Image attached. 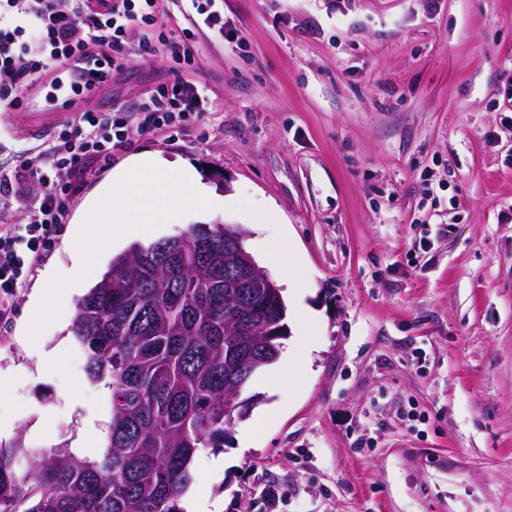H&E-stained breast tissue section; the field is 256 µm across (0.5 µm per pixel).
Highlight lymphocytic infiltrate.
<instances>
[{
	"label": "lymphocytic infiltrate",
	"mask_w": 512,
	"mask_h": 512,
	"mask_svg": "<svg viewBox=\"0 0 512 512\" xmlns=\"http://www.w3.org/2000/svg\"><path fill=\"white\" fill-rule=\"evenodd\" d=\"M158 0H0V101L19 107L33 76L48 78L52 102L70 106L121 72L129 52L164 54L182 71L199 67L191 29L159 18ZM145 28L137 47L130 29ZM207 88L176 77L147 91L132 113L86 110L41 148L22 151L12 172L0 174V332L16 315L15 292L48 256L69 221L75 193L92 161L111 163L131 130L173 128L212 111ZM41 184L42 195L21 224L4 218L21 188Z\"/></svg>",
	"instance_id": "f902f5d3"
}]
</instances>
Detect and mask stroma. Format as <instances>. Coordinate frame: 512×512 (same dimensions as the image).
Here are the masks:
<instances>
[{"label": "stroma", "mask_w": 512, "mask_h": 512, "mask_svg": "<svg viewBox=\"0 0 512 512\" xmlns=\"http://www.w3.org/2000/svg\"><path fill=\"white\" fill-rule=\"evenodd\" d=\"M235 46L194 32L193 78L214 114L133 135L110 167L92 165L50 256L18 288L0 334V443L73 444L86 413L110 421L70 324L37 336L30 295L69 268L72 222L132 157L192 166L242 228L246 250L272 236L300 257L310 317L286 343L313 351L285 394L276 365L242 392L226 429L225 468L194 462L198 496L224 512H512V0H223ZM172 62L129 56L82 109L132 107L173 80ZM48 82L0 111V172L49 141L74 110ZM77 107V108H78ZM276 408L262 427L257 418Z\"/></svg>", "instance_id": "1"}]
</instances>
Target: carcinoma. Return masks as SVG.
Returning <instances> with one entry per match:
<instances>
[{
  "label": "carcinoma",
  "instance_id": "cac0c4a2",
  "mask_svg": "<svg viewBox=\"0 0 512 512\" xmlns=\"http://www.w3.org/2000/svg\"><path fill=\"white\" fill-rule=\"evenodd\" d=\"M169 247L154 265L144 257ZM224 225L133 242L76 301L72 331L90 382L109 390L104 445L79 457L24 434L0 445V512H183L201 448L224 447L230 397L278 356L279 336H231L242 295L286 326L283 297L230 288Z\"/></svg>",
  "mask_w": 512,
  "mask_h": 512
}]
</instances>
